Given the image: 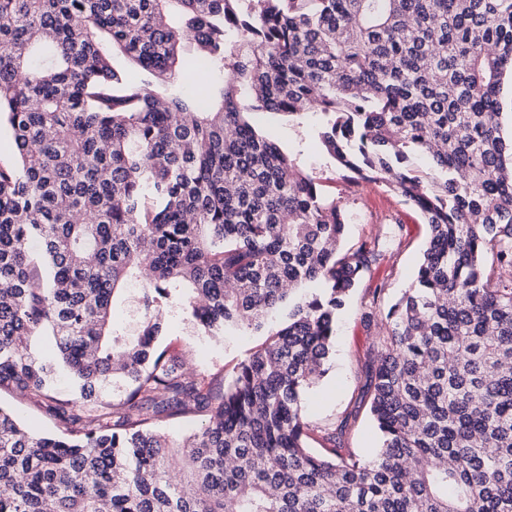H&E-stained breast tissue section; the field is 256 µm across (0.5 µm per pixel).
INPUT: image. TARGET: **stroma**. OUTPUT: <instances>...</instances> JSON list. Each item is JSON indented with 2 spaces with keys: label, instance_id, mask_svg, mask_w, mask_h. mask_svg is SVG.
<instances>
[{
  "label": "stroma",
  "instance_id": "1",
  "mask_svg": "<svg viewBox=\"0 0 512 512\" xmlns=\"http://www.w3.org/2000/svg\"><path fill=\"white\" fill-rule=\"evenodd\" d=\"M256 121L263 134L297 157L327 195L343 203L345 245L373 240L384 245V258L362 278L337 316L336 344L327 374L304 397L312 428L309 446L314 452H321L327 437L335 435L344 447L363 456L372 454L381 438L369 410V374L384 342L378 328L367 326L364 315L372 310L387 312L412 283L422 262L428 227L420 213L389 188L374 183L355 185L343 177L320 145L315 119L297 126L260 114ZM263 340V335L250 331L205 335L179 309L168 315L159 338L163 347L181 355L195 373L220 380L230 379L234 366ZM0 407L12 411L32 432L54 436L66 432L65 423L46 401L20 395L10 385H0Z\"/></svg>",
  "mask_w": 512,
  "mask_h": 512
}]
</instances>
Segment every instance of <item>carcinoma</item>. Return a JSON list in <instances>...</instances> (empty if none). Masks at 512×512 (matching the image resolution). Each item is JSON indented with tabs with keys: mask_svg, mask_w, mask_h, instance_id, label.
I'll use <instances>...</instances> for the list:
<instances>
[{
	"mask_svg": "<svg viewBox=\"0 0 512 512\" xmlns=\"http://www.w3.org/2000/svg\"><path fill=\"white\" fill-rule=\"evenodd\" d=\"M507 74L512 0H0V384L48 396L26 341L49 334L80 385L63 437L0 408V512H512ZM259 111L318 116L339 171L429 226L385 315L369 457L312 454L303 395L382 251L339 253L344 210ZM178 307L268 338L205 391L157 345ZM206 415L190 416L166 421L160 424L162 431L173 436H187L196 431L207 420Z\"/></svg>",
	"mask_w": 512,
	"mask_h": 512,
	"instance_id": "obj_1",
	"label": "carcinoma"
}]
</instances>
